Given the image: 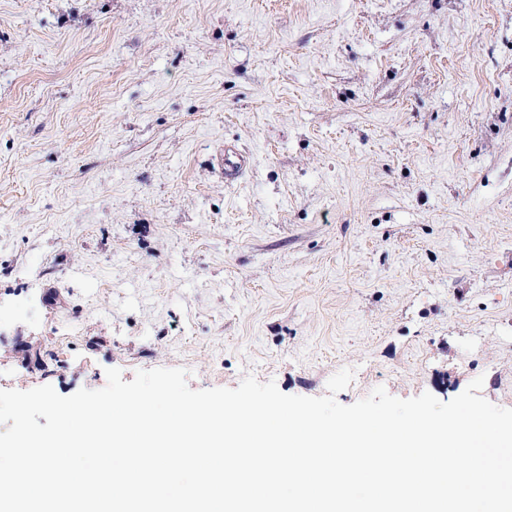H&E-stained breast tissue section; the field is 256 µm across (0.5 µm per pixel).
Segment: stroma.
Wrapping results in <instances>:
<instances>
[{
    "instance_id": "stroma-1",
    "label": "stroma",
    "mask_w": 512,
    "mask_h": 512,
    "mask_svg": "<svg viewBox=\"0 0 512 512\" xmlns=\"http://www.w3.org/2000/svg\"><path fill=\"white\" fill-rule=\"evenodd\" d=\"M160 367L512 408V0H0V389Z\"/></svg>"
}]
</instances>
